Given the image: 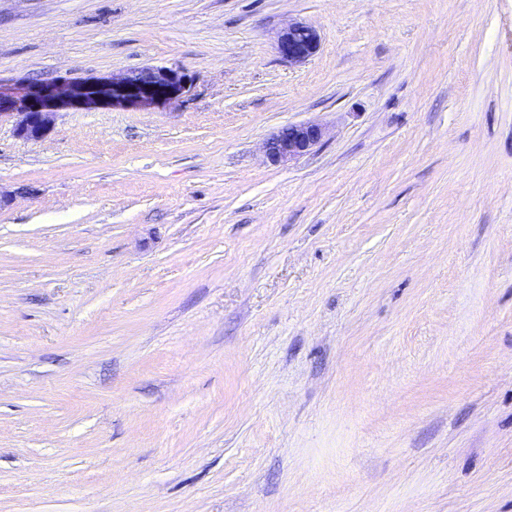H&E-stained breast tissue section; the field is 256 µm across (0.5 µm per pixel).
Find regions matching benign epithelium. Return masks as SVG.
<instances>
[{
    "mask_svg": "<svg viewBox=\"0 0 512 512\" xmlns=\"http://www.w3.org/2000/svg\"><path fill=\"white\" fill-rule=\"evenodd\" d=\"M321 36L304 22H293L280 30L275 49L291 65L303 64L319 51ZM186 73L170 68L145 67L120 78H97L79 83L51 82L20 96L0 91V116L13 111L19 116L15 135L23 140H39L47 135L56 114L78 106H131L154 108L186 91ZM325 136L322 125L314 122L289 124L273 133L264 143L266 156L274 163H287L309 153Z\"/></svg>",
    "mask_w": 512,
    "mask_h": 512,
    "instance_id": "benign-epithelium-1",
    "label": "benign epithelium"
}]
</instances>
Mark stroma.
Returning <instances> with one entry per match:
<instances>
[{
  "label": "stroma",
  "instance_id": "1",
  "mask_svg": "<svg viewBox=\"0 0 512 512\" xmlns=\"http://www.w3.org/2000/svg\"><path fill=\"white\" fill-rule=\"evenodd\" d=\"M144 67L0 120V512H512V0H0V90ZM319 32L304 22H293L280 30L275 38V49L288 64L298 65L310 60L319 51ZM187 85L186 73L164 67H145L120 78H97L62 85L51 82L20 96L0 91V117L3 114L18 115L15 135L23 140H39L50 131L61 110L96 105L149 109L178 97L186 91ZM325 136L322 125L314 122L288 124L273 133L264 143L266 156L274 163H289L309 153Z\"/></svg>",
  "mask_w": 512,
  "mask_h": 512
}]
</instances>
